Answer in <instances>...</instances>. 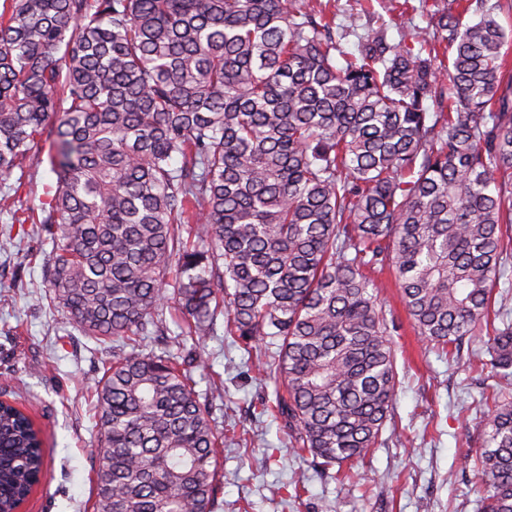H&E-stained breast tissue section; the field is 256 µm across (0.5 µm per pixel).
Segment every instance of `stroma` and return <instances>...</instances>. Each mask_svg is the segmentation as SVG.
<instances>
[{"mask_svg":"<svg viewBox=\"0 0 512 512\" xmlns=\"http://www.w3.org/2000/svg\"><path fill=\"white\" fill-rule=\"evenodd\" d=\"M23 179V207H39L56 183L47 152L33 148ZM0 246V390L28 408L40 429L46 468L22 512H94L92 450L97 443L94 380L109 361L106 348L66 335L63 316L43 297L49 242L12 229ZM380 298L397 329L396 399L377 445L355 461V477L339 482L310 470L288 446L282 421L261 414L275 384L223 336L212 337L209 368L196 372L206 393L212 373L224 381V404L214 416L235 445L218 456L224 491L217 512H476L469 479L481 445L478 421L483 376L471 362V343L437 348L412 329L392 273L380 276ZM305 476L300 499L286 487Z\"/></svg>","mask_w":512,"mask_h":512,"instance_id":"1","label":"stroma"}]
</instances>
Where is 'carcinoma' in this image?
I'll use <instances>...</instances> for the list:
<instances>
[{
	"label": "carcinoma",
	"mask_w": 512,
	"mask_h": 512,
	"mask_svg": "<svg viewBox=\"0 0 512 512\" xmlns=\"http://www.w3.org/2000/svg\"><path fill=\"white\" fill-rule=\"evenodd\" d=\"M332 0H0V175L47 146L39 210L0 213L52 244L54 306L112 340L95 384V512H215L222 489L207 340L241 345L281 391L293 453L334 478L381 436L397 370L380 285L417 335L477 341L494 382L471 481L512 512V93L501 2L393 0L427 26L343 51ZM475 14L476 19L466 16ZM454 49L438 67L439 52ZM344 64L337 65L336 57ZM180 313L176 355L145 343ZM45 467L0 398V512Z\"/></svg>",
	"instance_id": "carcinoma-1"
}]
</instances>
